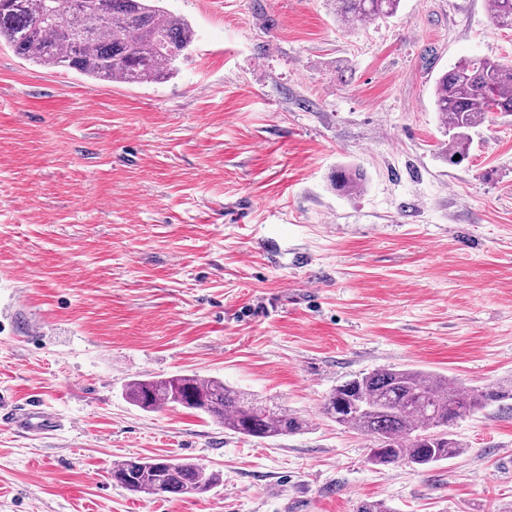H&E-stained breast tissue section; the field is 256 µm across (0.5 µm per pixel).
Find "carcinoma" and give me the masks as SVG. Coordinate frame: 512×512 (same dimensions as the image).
<instances>
[{
	"instance_id": "carcinoma-1",
	"label": "carcinoma",
	"mask_w": 512,
	"mask_h": 512,
	"mask_svg": "<svg viewBox=\"0 0 512 512\" xmlns=\"http://www.w3.org/2000/svg\"><path fill=\"white\" fill-rule=\"evenodd\" d=\"M161 0H0V41L18 57L42 66L127 84L157 82L189 55L190 25L160 6ZM400 0H336L345 26L392 16ZM495 23L512 28V0H489ZM435 111L453 132L452 155L464 158L467 130L492 112L512 115V59L466 58L444 72L433 89ZM363 172L340 168L337 191L362 189ZM127 399L143 411L187 408L247 438L297 434L301 417L270 407L253 394L213 378L176 373L132 379ZM512 401V379L465 388L440 374L414 368L378 367L333 387L323 414L373 441L375 465L405 462L428 467L461 455L465 447L448 427L487 407ZM112 480L130 492L195 496L216 487L220 474L188 461L129 457L112 468Z\"/></svg>"
}]
</instances>
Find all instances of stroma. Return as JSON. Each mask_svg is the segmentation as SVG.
Returning a JSON list of instances; mask_svg holds the SVG:
<instances>
[{"mask_svg": "<svg viewBox=\"0 0 512 512\" xmlns=\"http://www.w3.org/2000/svg\"><path fill=\"white\" fill-rule=\"evenodd\" d=\"M195 42L171 79L101 82L0 46V512H512V409L458 420L456 458L369 462L322 413L382 366L512 378V116L446 158L436 78L512 59L487 0H164ZM363 188L337 193L340 167ZM215 377L297 413L257 442L128 402L136 376ZM220 472L198 497L113 483L128 457ZM400 0H336V16L345 26L358 21L392 16ZM0 417L8 419L18 432L32 436L47 434L59 426L57 418L39 405L13 409Z\"/></svg>", "mask_w": 512, "mask_h": 512, "instance_id": "stroma-1", "label": "stroma"}]
</instances>
